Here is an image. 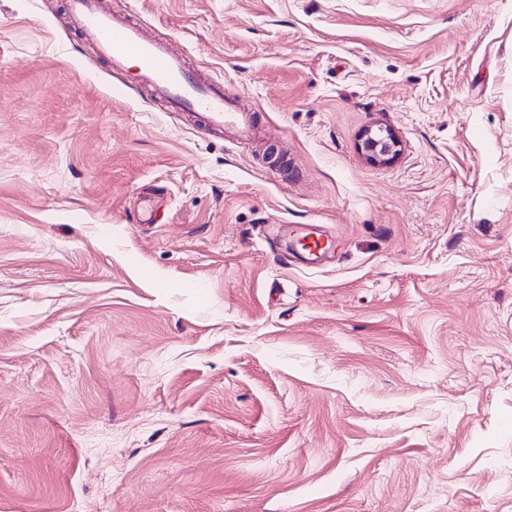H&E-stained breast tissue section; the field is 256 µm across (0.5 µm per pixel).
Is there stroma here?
<instances>
[{
  "instance_id": "obj_1",
  "label": "stroma",
  "mask_w": 512,
  "mask_h": 512,
  "mask_svg": "<svg viewBox=\"0 0 512 512\" xmlns=\"http://www.w3.org/2000/svg\"><path fill=\"white\" fill-rule=\"evenodd\" d=\"M102 3L267 138L0 0V512H512V0ZM401 143L395 134L381 126L366 128L360 135L359 153L374 164H389L400 152Z\"/></svg>"
}]
</instances>
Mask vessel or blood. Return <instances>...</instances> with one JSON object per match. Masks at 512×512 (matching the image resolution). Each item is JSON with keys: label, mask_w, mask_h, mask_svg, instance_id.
<instances>
[{"label": "vessel or blood", "mask_w": 512, "mask_h": 512, "mask_svg": "<svg viewBox=\"0 0 512 512\" xmlns=\"http://www.w3.org/2000/svg\"><path fill=\"white\" fill-rule=\"evenodd\" d=\"M71 22L112 67L124 69L128 58L139 63L137 80L173 107L201 114L216 129H233L239 138L256 137L259 127L251 111L230 104L217 84H203L181 57L148 39L135 24L107 11L101 0H67Z\"/></svg>", "instance_id": "obj_1"}]
</instances>
